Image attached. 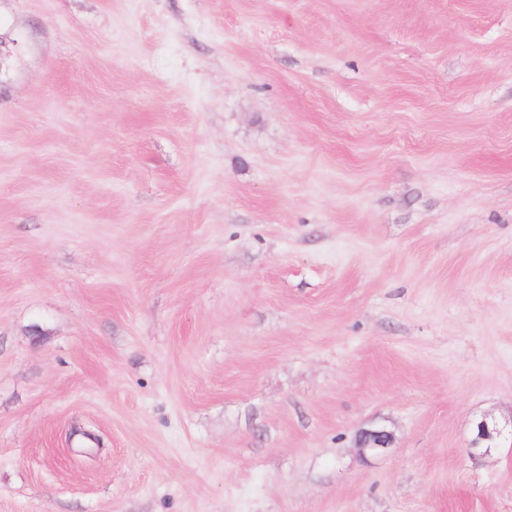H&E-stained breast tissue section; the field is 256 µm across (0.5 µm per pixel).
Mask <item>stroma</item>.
Returning <instances> with one entry per match:
<instances>
[{"mask_svg": "<svg viewBox=\"0 0 512 512\" xmlns=\"http://www.w3.org/2000/svg\"><path fill=\"white\" fill-rule=\"evenodd\" d=\"M0 38V512H512V0ZM504 427H499L496 422L482 420L477 425V436L473 441V449L482 450L484 454L491 451L496 445V440L503 435ZM389 444L390 436L385 430H364L358 439V447L364 455L383 453Z\"/></svg>", "mask_w": 512, "mask_h": 512, "instance_id": "stroma-1", "label": "stroma"}]
</instances>
